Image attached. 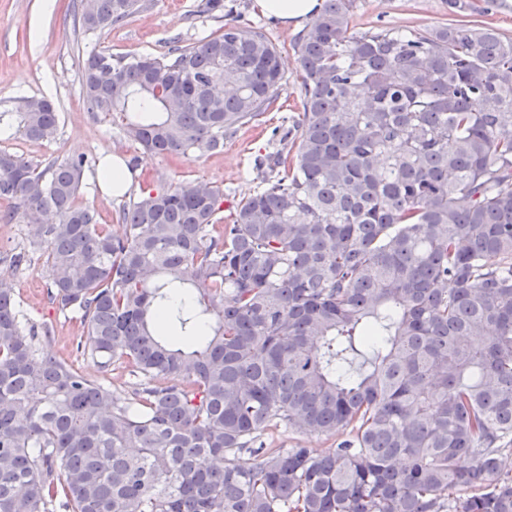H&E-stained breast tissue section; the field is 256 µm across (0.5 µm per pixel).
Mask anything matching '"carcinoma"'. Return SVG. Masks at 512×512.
Segmentation results:
<instances>
[{"label": "carcinoma", "mask_w": 512, "mask_h": 512, "mask_svg": "<svg viewBox=\"0 0 512 512\" xmlns=\"http://www.w3.org/2000/svg\"><path fill=\"white\" fill-rule=\"evenodd\" d=\"M141 7L78 0L75 34ZM355 9L324 0L294 42L303 112L230 224L221 187L171 183L116 235L79 202L94 160L0 151V222L37 217L49 300L81 313L102 372L137 378L122 399L39 357L48 330L0 282V512H512V39L464 19L356 30ZM282 80L238 19L163 59L82 63L89 112L185 158ZM58 124L44 97L0 113L32 141ZM159 315L201 340L159 335ZM281 427L346 438L265 447Z\"/></svg>", "instance_id": "carcinoma-1"}]
</instances>
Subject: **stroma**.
Masks as SVG:
<instances>
[{
  "mask_svg": "<svg viewBox=\"0 0 512 512\" xmlns=\"http://www.w3.org/2000/svg\"><path fill=\"white\" fill-rule=\"evenodd\" d=\"M205 0H142V8L98 38L78 41L73 25L72 0H0V112L14 108L21 97H48L59 112V130L51 141H30L11 130L0 131V149L18 153L32 164L46 166L54 160L86 155L103 161L105 153L121 159L138 156L130 190L112 194L96 173H85L80 192L83 204L93 208L103 224H116L123 205L142 192L178 182L204 180L220 186L226 195L243 198L260 184L257 157L278 148L272 136L283 117L300 111L302 87L296 78L299 64L292 48L298 30L283 25L264 12L258 0H223L231 14L206 12ZM448 0H357L356 29L387 28L399 31L424 29L447 19ZM264 25L278 47L284 80L281 111L269 112L256 123L240 126L225 138L221 151L200 158L134 154L123 136L120 122L92 115L85 105L82 61L93 50L132 60L144 54L167 55L172 46L191 45L222 32L227 16ZM28 223L18 219L0 223V278L12 281L17 306L25 321L47 328L41 336V357L65 361L84 376L105 381L113 392L130 397L134 379L121 362L102 374L89 352L78 349L84 329L74 314L58 309L47 299L48 276L42 251L27 241ZM25 251L27 260L14 265L11 254Z\"/></svg>",
  "mask_w": 512,
  "mask_h": 512,
  "instance_id": "1",
  "label": "stroma"
}]
</instances>
